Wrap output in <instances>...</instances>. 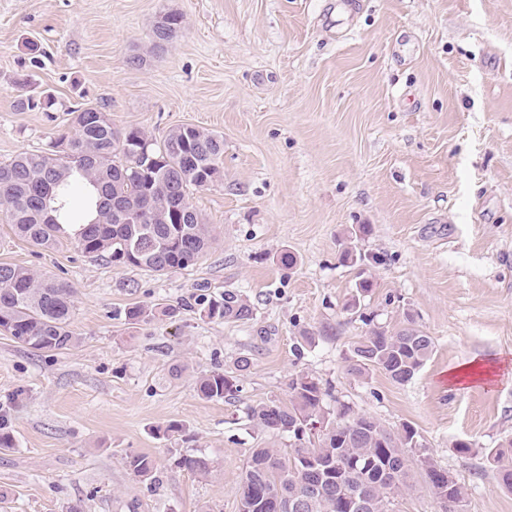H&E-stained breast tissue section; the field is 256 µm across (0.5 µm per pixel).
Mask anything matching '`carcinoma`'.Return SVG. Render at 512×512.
I'll use <instances>...</instances> for the list:
<instances>
[{"label":"carcinoma","mask_w":512,"mask_h":512,"mask_svg":"<svg viewBox=\"0 0 512 512\" xmlns=\"http://www.w3.org/2000/svg\"><path fill=\"white\" fill-rule=\"evenodd\" d=\"M182 17L160 15L147 53L153 54L181 29ZM57 100L43 90L18 101L22 111L52 112ZM75 132L49 138L46 148L0 161V214L15 234L50 249L62 237L72 239L90 257L165 274L194 265L212 243V230L190 201L193 189L224 179V135L179 126L156 139L138 128L121 131L99 106L76 103L68 109ZM73 288L28 268L0 263V332L19 346L41 352L70 349L78 343L70 329ZM210 319L249 321L252 305L237 291L210 300ZM431 337L409 324L395 332L371 330L352 351L351 370H382L400 385L410 382L433 353ZM205 399L231 401L241 392L237 376L212 371L197 380ZM328 390L308 374L288 383V402L269 400L247 407L254 425L293 439L288 453L256 448L239 488V512H355L339 485L322 480L335 463L338 474L370 503L368 512H396L398 492L409 486L408 453L418 450L429 485L442 483L444 512H460L463 493L448 472L437 467L409 425L398 432L342 404L332 412L324 404ZM323 418L315 439L306 423ZM502 485L512 490V438L485 452ZM136 477L156 479L154 459L132 453L123 459ZM174 466L199 475L214 462L206 455H181Z\"/></svg>","instance_id":"cac0c4a2"}]
</instances>
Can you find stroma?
Segmentation results:
<instances>
[{
  "label": "stroma",
  "instance_id": "obj_1",
  "mask_svg": "<svg viewBox=\"0 0 512 512\" xmlns=\"http://www.w3.org/2000/svg\"><path fill=\"white\" fill-rule=\"evenodd\" d=\"M170 11L180 31L148 54ZM23 72L54 91L55 111L18 109ZM80 99L122 130L223 134V181L191 197L214 240L158 275L66 237L43 250L0 223V263L73 287L80 338L38 352L0 334V429L13 439L0 512H238L252 450L289 444L245 408L287 399L300 372L329 389L328 407L411 424L464 512H512L484 455L512 438V0H362L354 13L341 0H0V160L71 131ZM361 224L358 249L381 258L362 298L358 267L338 261ZM228 290L252 320L202 315L200 298ZM157 303L177 316L127 324L126 308ZM411 321L434 341L412 381L351 372L370 325ZM477 361L495 365L491 380L449 383ZM216 369L237 371L236 401L198 395L196 377ZM131 452L153 457L155 484L127 470ZM200 453L207 475L171 464Z\"/></svg>",
  "mask_w": 512,
  "mask_h": 512
}]
</instances>
